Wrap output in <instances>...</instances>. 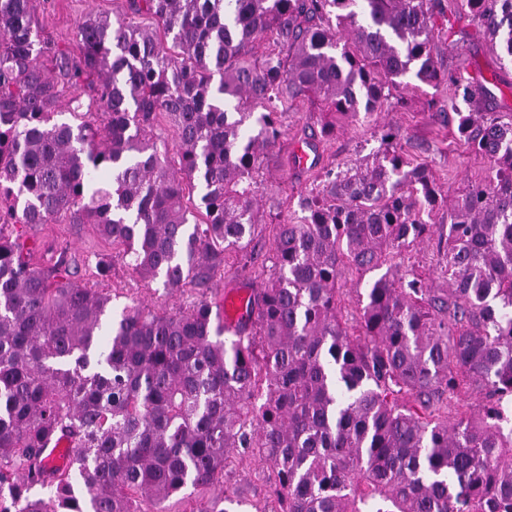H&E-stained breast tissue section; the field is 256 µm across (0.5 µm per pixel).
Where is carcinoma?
I'll list each match as a JSON object with an SVG mask.
<instances>
[{"label":"carcinoma","instance_id":"cac0c4a2","mask_svg":"<svg viewBox=\"0 0 512 512\" xmlns=\"http://www.w3.org/2000/svg\"><path fill=\"white\" fill-rule=\"evenodd\" d=\"M439 2L127 0L113 20L83 17L71 47L37 0H0V512H171L172 496L255 456L276 474L278 512H512V122L457 113V137L496 172L450 206L448 288L390 266L358 325L338 316L342 268H381L440 206L388 127L277 225L272 273L231 335L206 296L263 223L255 173L280 105L319 101L329 133L407 77L464 84L434 55ZM466 4L512 58V0ZM264 41L288 56H256ZM160 114L171 146L153 133ZM59 219L200 298L106 319L110 295L73 278L66 250L37 267L3 234ZM63 443L66 461L49 463ZM231 503L225 490L189 512Z\"/></svg>","mask_w":512,"mask_h":512}]
</instances>
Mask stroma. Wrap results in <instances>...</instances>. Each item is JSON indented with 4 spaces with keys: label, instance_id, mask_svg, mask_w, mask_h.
I'll list each match as a JSON object with an SVG mask.
<instances>
[{
    "label": "stroma",
    "instance_id": "obj_1",
    "mask_svg": "<svg viewBox=\"0 0 512 512\" xmlns=\"http://www.w3.org/2000/svg\"><path fill=\"white\" fill-rule=\"evenodd\" d=\"M448 7L443 31L436 39V53L442 66L462 73L468 80L482 83L486 93L480 103L471 105L462 91L451 83L412 86L394 91L392 97L377 107L372 116L338 124L333 135L320 134L321 107L308 98L287 102L280 116L281 136L274 148L261 158L259 169V206L264 222L257 226L248 250L254 257L250 266H242L238 255H228L224 270L214 278L211 288L216 301L226 294L261 287L262 268L271 266L274 254V226L296 218L300 195L308 193L320 182L327 165L340 166L372 154L380 147L377 129L384 124L397 127L400 146L412 165L431 169L437 189L448 202L454 201L468 182L492 178L493 164L471 152L456 135V111L492 112L502 121L512 120V64L505 62L499 45L493 44L474 21L463 0H444ZM126 0H49L38 20L46 32L57 40L71 44L76 38V25L87 13L109 16L124 14ZM310 141L313 149L306 164L292 162L295 147ZM440 207L434 215L437 224H447L448 209ZM24 237L64 247L78 265V276L89 279L98 261L112 265L102 286L112 297V312L120 314L132 303L151 309L175 308L195 299L190 290L166 294L161 281L139 277L127 264L121 246L101 238L90 225L42 224L36 228L18 226ZM438 232L406 250L396 262L401 270H414L425 277L431 287H444L438 267ZM378 271L363 274L343 271L336 295L344 321L357 324L362 302L356 291L357 282L378 278ZM274 477L258 462H246L224 471L226 487L236 489L242 505L237 512H255L256 508H274Z\"/></svg>",
    "mask_w": 512,
    "mask_h": 512
}]
</instances>
